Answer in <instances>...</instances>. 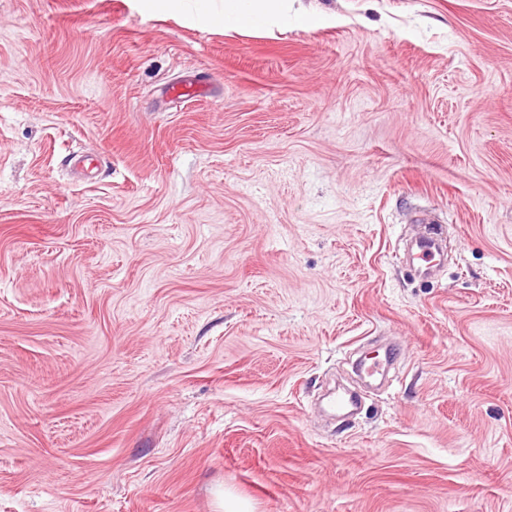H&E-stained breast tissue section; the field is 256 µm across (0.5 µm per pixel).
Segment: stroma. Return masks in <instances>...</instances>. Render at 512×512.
<instances>
[{
	"label": "stroma",
	"instance_id": "35a3bbf8",
	"mask_svg": "<svg viewBox=\"0 0 512 512\" xmlns=\"http://www.w3.org/2000/svg\"><path fill=\"white\" fill-rule=\"evenodd\" d=\"M223 6L0 0V512H512V0ZM287 16L288 0H224V28L262 27ZM440 229L433 227L422 240L416 241L411 249V259L420 276L427 275L440 257L438 236Z\"/></svg>",
	"mask_w": 512,
	"mask_h": 512
}]
</instances>
